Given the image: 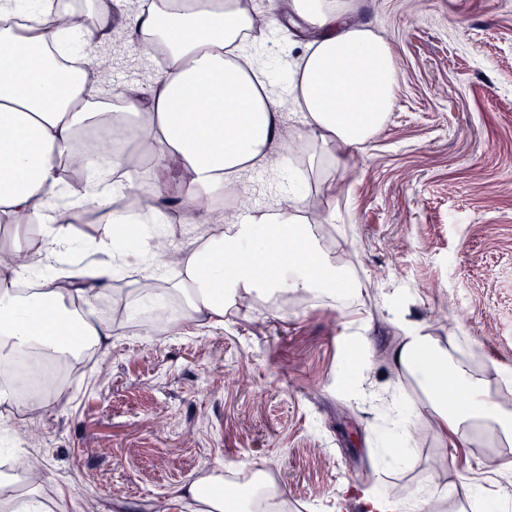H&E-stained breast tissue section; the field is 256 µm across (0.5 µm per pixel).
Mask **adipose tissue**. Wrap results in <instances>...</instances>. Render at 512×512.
I'll return each mask as SVG.
<instances>
[{"label":"adipose tissue","instance_id":"obj_1","mask_svg":"<svg viewBox=\"0 0 512 512\" xmlns=\"http://www.w3.org/2000/svg\"><path fill=\"white\" fill-rule=\"evenodd\" d=\"M17 0H0V224L13 232L12 252L31 254V232L40 229L46 262L0 270V369L20 355L37 353L54 362L88 340L105 348L112 326L90 307L117 272L136 270L159 283V296L180 306L167 332L224 322L225 295L265 292L335 296L348 280L320 259L307 224L308 196L289 174L287 202L226 222L224 188L247 169L262 167L268 150H288L281 106L303 112L309 140L334 143L333 166L348 168L353 149L383 127L398 81L391 48L371 29L353 24L356 0H279L280 18L307 25L316 37L289 61L282 88H275L254 56L241 52L257 27L254 0H89L78 10L71 0H26L24 23L12 22ZM127 31L130 46L146 55L163 51L166 67L146 87L126 84L103 91L99 73L68 71L57 56L80 59L94 53L114 23ZM115 125L134 130L156 177L141 211L113 207L138 178L120 153L105 184L103 158L86 159L82 190L61 175L81 154L80 137ZM179 185L170 195L169 180ZM188 221L225 224L189 254L179 256L181 278L167 284L163 255L130 245L113 262L90 269L82 281L58 272L53 259L70 250L63 227L81 222L86 211L111 224H159L170 209ZM392 365L415 379L424 394L415 413L429 414L441 430L468 437L493 430L512 444V410L495 402L475 378L432 337L414 331L394 349ZM279 489L262 475L251 499L237 508L224 500V473L200 472L174 488V500L191 499L196 512H261Z\"/></svg>","mask_w":512,"mask_h":512}]
</instances>
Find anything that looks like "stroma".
Here are the masks:
<instances>
[{"label":"stroma","mask_w":512,"mask_h":512,"mask_svg":"<svg viewBox=\"0 0 512 512\" xmlns=\"http://www.w3.org/2000/svg\"><path fill=\"white\" fill-rule=\"evenodd\" d=\"M353 18L395 58L384 127L348 169L301 141L235 190L239 207L271 208L298 172L324 254L361 290L232 305L223 326L157 336L140 329V274L119 273L102 298L108 350L40 409L0 401V459L33 454L45 469L0 512H192L170 492L207 468L265 469L288 512H363L367 493L411 508L425 494L424 512H449L462 480L512 512V446L484 432L453 443L412 414L422 393L389 366L417 327L512 404V0H357ZM98 49L110 84L157 75L120 31ZM248 49L275 77L303 51L270 24ZM68 232L74 258L110 261L111 225Z\"/></svg>","instance_id":"obj_1"}]
</instances>
